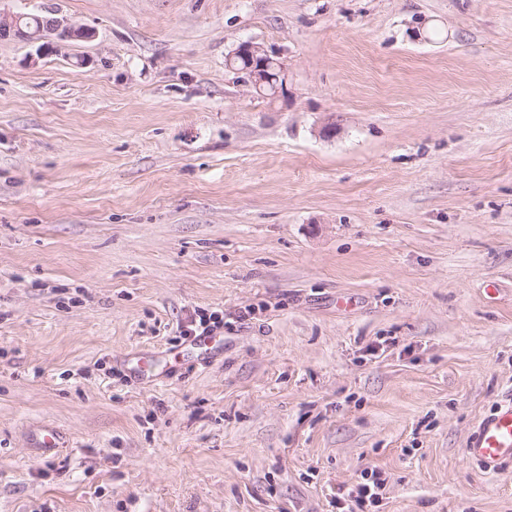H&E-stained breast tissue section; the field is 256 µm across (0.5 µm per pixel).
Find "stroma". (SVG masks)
Segmentation results:
<instances>
[{"mask_svg":"<svg viewBox=\"0 0 512 512\" xmlns=\"http://www.w3.org/2000/svg\"><path fill=\"white\" fill-rule=\"evenodd\" d=\"M28 11L92 36L0 40V512H512V0ZM466 452L487 469L512 461V402L482 419Z\"/></svg>","mask_w":512,"mask_h":512,"instance_id":"obj_1","label":"stroma"}]
</instances>
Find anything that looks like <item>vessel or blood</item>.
I'll return each mask as SVG.
<instances>
[{
	"label": "vessel or blood",
	"mask_w": 512,
	"mask_h": 512,
	"mask_svg": "<svg viewBox=\"0 0 512 512\" xmlns=\"http://www.w3.org/2000/svg\"><path fill=\"white\" fill-rule=\"evenodd\" d=\"M466 452L488 469L512 461V403L498 407L482 419Z\"/></svg>",
	"instance_id": "1"
}]
</instances>
